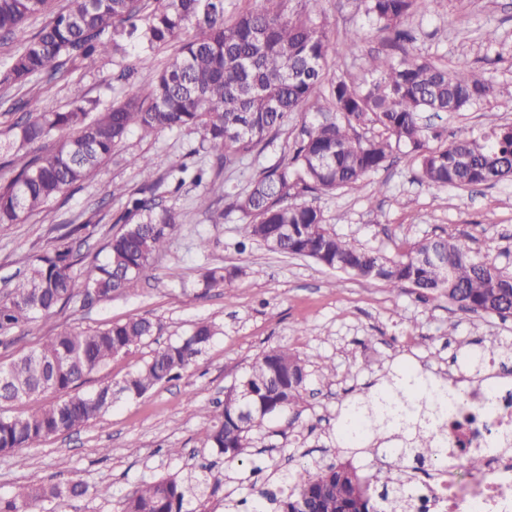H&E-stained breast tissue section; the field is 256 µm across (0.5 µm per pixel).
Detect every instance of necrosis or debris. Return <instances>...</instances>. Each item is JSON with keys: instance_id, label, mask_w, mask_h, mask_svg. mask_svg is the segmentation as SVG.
<instances>
[{"instance_id": "1", "label": "necrosis or debris", "mask_w": 512, "mask_h": 512, "mask_svg": "<svg viewBox=\"0 0 512 512\" xmlns=\"http://www.w3.org/2000/svg\"><path fill=\"white\" fill-rule=\"evenodd\" d=\"M467 358L482 362V373L455 377V401L433 428L447 462L430 467L411 512H512V496L504 492L512 485V370L483 346ZM473 454L483 455L484 468L459 484L453 472Z\"/></svg>"}]
</instances>
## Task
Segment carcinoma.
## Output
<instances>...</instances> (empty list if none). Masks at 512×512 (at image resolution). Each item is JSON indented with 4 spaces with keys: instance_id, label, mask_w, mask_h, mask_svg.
I'll return each instance as SVG.
<instances>
[{
    "instance_id": "cac0c4a2",
    "label": "carcinoma",
    "mask_w": 512,
    "mask_h": 512,
    "mask_svg": "<svg viewBox=\"0 0 512 512\" xmlns=\"http://www.w3.org/2000/svg\"><path fill=\"white\" fill-rule=\"evenodd\" d=\"M231 22L224 19V0H70L51 11L52 0H0V37L19 38L21 47L0 65V87L14 89V109L21 113L13 138L0 143L13 172L0 186V226L19 224L84 182L137 129L146 135L196 133L198 147L218 170L260 155L288 125V117L304 115L288 146V158L262 168L247 189L235 192L199 167L186 179L181 163L156 173L152 160L132 159L142 176L140 187L114 184L110 193L126 198L116 219L120 227L104 242L105 261L84 282L100 300L122 295L148 279L153 259L164 252L177 226L174 211L157 201L168 180L176 188L186 182L202 188L199 207L211 213L214 198L240 214V245L259 242L273 252L313 259L316 263L389 288L409 285L419 297H448L462 311L512 316V270L501 268L447 236L422 239L390 258L341 237L328 227L315 205L320 195L351 189L386 168L394 152L406 150L420 181L431 186H490L512 177V126L497 125L483 135L459 130L448 139L444 128L423 122L424 112H463L498 98H512V86H501L462 60L448 67L414 54V36L404 28L418 0H361L369 23L383 35L385 49L367 57L361 81L337 74L336 41L312 15L325 0H301L299 11L287 13L281 0H259ZM53 12L51 20L27 37L24 24ZM196 35L173 49L143 96L112 102L97 112L80 90L66 107L38 110V98L27 85L36 77L53 78L64 57L74 62L94 55H114L132 48L148 65L186 26ZM112 38L104 39L106 30ZM76 135L60 148L27 157L28 146L54 132ZM92 220L61 226L69 244L33 259L8 293L0 297V344L19 326L49 315L74 295L75 266L82 257L73 243ZM246 275L239 268H212L203 276L207 288L226 287ZM161 326L132 317L103 328H64L25 352L0 372L10 376L0 389V405L56 394L58 399L30 415H0V452L39 445L60 433L88 425L112 407L113 387L106 383L91 393L75 391L86 377L134 346L152 339ZM217 334L209 321L196 323L190 334L152 350L150 357L127 373L120 387L138 398L177 379L191 368ZM308 361L286 346L271 349L251 364L215 407H203L207 426L202 443L218 449L229 465L249 456V434L265 422L298 415L307 393ZM250 393L251 409L242 410L240 394ZM448 386L410 373L394 375L388 386L346 405L340 432L350 441L360 429L373 437L397 472L393 485L373 488L349 462L301 465L283 476L276 490L263 486L251 497L225 505V512H407L420 488L407 474V462L443 460L427 427L437 412L431 400L452 399ZM209 475L184 482L161 478L144 481L124 502L123 512H182L189 496H202ZM106 487L81 481L66 485L21 486L0 496V512H56L64 501L103 498Z\"/></svg>"
}]
</instances>
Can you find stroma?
Returning a JSON list of instances; mask_svg holds the SVG:
<instances>
[{
    "instance_id": "obj_1",
    "label": "stroma",
    "mask_w": 512,
    "mask_h": 512,
    "mask_svg": "<svg viewBox=\"0 0 512 512\" xmlns=\"http://www.w3.org/2000/svg\"><path fill=\"white\" fill-rule=\"evenodd\" d=\"M315 22L331 34L344 28L366 31L358 51L336 48L345 70L363 77L365 56L379 48L381 36L370 29L360 0H328L325 14ZM407 24L417 34L416 54L448 65L465 59L494 83L512 85V0H419ZM488 29L497 31L496 43L485 42ZM124 67L133 69V77L113 83V72ZM151 77L150 68L124 54L66 64L55 80L39 78L34 85L46 110L64 108L77 86L87 100L104 108L114 98L145 94ZM441 121L452 130L463 126L477 132L512 124V98L445 115ZM292 139V133H283L257 160L225 171V180L245 188L260 168L287 155ZM198 140L193 133L145 137L133 131L108 163L45 212L21 224L0 226V294L32 257L56 248V225L89 216L93 224L86 230L88 244L75 268V285L83 287L105 256L106 232L124 210L122 200L110 193L112 184L133 187L140 181L132 157H150L160 173L181 163L195 168L205 163L204 157L190 153ZM196 196L189 186L167 196L180 224L167 250L156 256L148 282L90 305L75 295L50 316L16 329L13 343L0 344V363H9L65 327L95 329L129 317L161 323L160 334L148 344L91 374L79 387L87 393L120 381L148 359L152 349L199 321L215 322L218 335L181 379L139 398H118L88 426L50 437L38 447L0 453V496L11 495L21 485L80 480L107 486L110 493L69 499L64 512H121L124 499L141 481L180 480L205 467L209 488L202 498L187 499L184 512H224L226 497L247 496L256 478L253 466L263 469L258 478L273 483L296 466L335 461L341 444L337 427L348 401L377 390L385 376L408 369L443 381L463 365L472 347L512 345V317L466 313L447 297L422 300L414 288L366 282L260 244L239 248L238 214H225L223 223H212L198 209ZM317 204L338 235L387 256L407 251L422 238L449 234L471 251L512 269V180L491 187H434L420 182L415 164L401 155L389 169L369 175L353 189L320 196ZM201 235L211 241L204 253L195 247ZM210 267L242 268L246 274L233 281L227 294L205 288L203 274ZM283 345L309 361L299 418L291 429L277 419L254 431L248 465L228 466L223 454L201 442L207 420L200 409L223 400L257 357ZM330 363L336 371L323 377L320 369ZM171 448L182 449V456H168Z\"/></svg>"
}]
</instances>
